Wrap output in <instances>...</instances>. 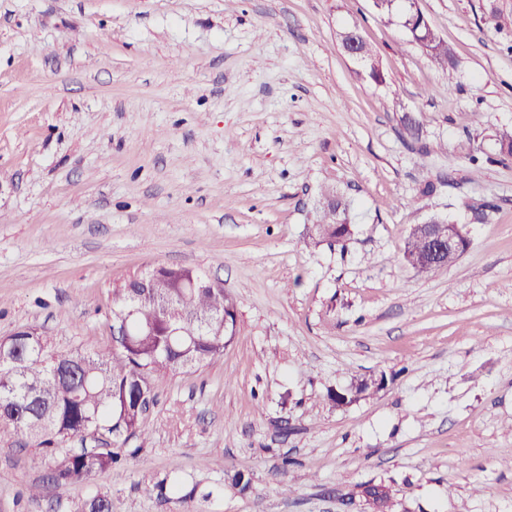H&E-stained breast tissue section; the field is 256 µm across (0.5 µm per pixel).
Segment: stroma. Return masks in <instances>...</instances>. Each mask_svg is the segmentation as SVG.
Segmentation results:
<instances>
[{
    "mask_svg": "<svg viewBox=\"0 0 512 512\" xmlns=\"http://www.w3.org/2000/svg\"><path fill=\"white\" fill-rule=\"evenodd\" d=\"M417 4L454 73L372 0H0V338L111 344L113 288L157 264L237 309L223 356L156 380L142 434L84 484L30 500L46 467L0 426V512H368L366 484L396 512H512V25L488 21L512 0ZM325 185L343 248L307 243ZM431 215L470 245L427 276L401 250ZM423 33L425 34V49L423 51L426 55L443 71L454 70L456 68V59L448 43L432 27L423 31ZM67 512H112V499L107 496L77 497L69 502Z\"/></svg>",
    "mask_w": 512,
    "mask_h": 512,
    "instance_id": "35a3bbf8",
    "label": "stroma"
}]
</instances>
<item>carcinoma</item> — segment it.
Segmentation results:
<instances>
[{
  "label": "carcinoma",
  "mask_w": 512,
  "mask_h": 512,
  "mask_svg": "<svg viewBox=\"0 0 512 512\" xmlns=\"http://www.w3.org/2000/svg\"><path fill=\"white\" fill-rule=\"evenodd\" d=\"M378 14L408 27L414 16L410 0H377ZM426 55L443 71L456 68L453 50L437 32L424 31ZM354 233L347 207H318L310 243H345ZM429 243L407 236L402 261L411 264ZM460 258L444 253L422 268L423 274L447 269ZM161 287L149 299L133 303L127 288L112 289V318L126 317L125 335L93 351L59 352L46 336H23L19 346L0 352V424L33 441L49 467L55 486L82 484L120 461L110 448H63L68 440L94 430L117 442L141 429V407L152 398L159 377L185 372L216 357L237 330L236 306L224 288H194L205 272L192 266L160 269ZM377 512H393L384 485L365 486ZM67 512H112L107 496L77 497Z\"/></svg>",
  "instance_id": "carcinoma-1"
}]
</instances>
